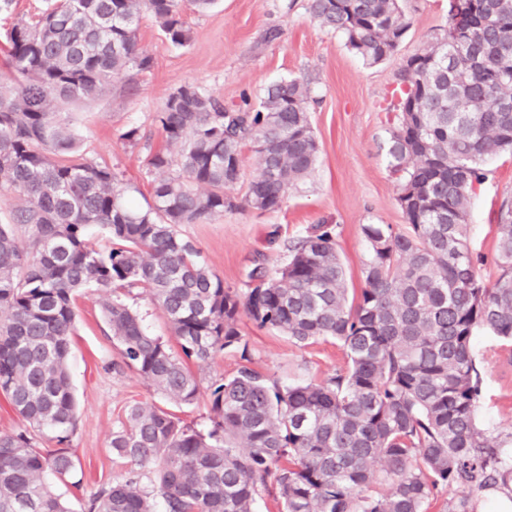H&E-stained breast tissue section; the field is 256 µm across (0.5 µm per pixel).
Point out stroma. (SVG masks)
Returning <instances> with one entry per match:
<instances>
[{"mask_svg":"<svg viewBox=\"0 0 512 512\" xmlns=\"http://www.w3.org/2000/svg\"><path fill=\"white\" fill-rule=\"evenodd\" d=\"M307 4L218 0L209 11L187 13L191 42L182 48L165 39L152 16L143 15L137 42L151 57V68L120 75L96 100L65 108L88 159L111 166L132 202L142 207L152 199L156 178L147 165L148 150L166 145L157 115L180 86L195 84L231 107L239 104L241 93L259 95L283 78L295 77L308 85L318 159L311 174L289 190L281 209L261 213L246 207L208 224L179 227L184 237L197 243L225 286L241 292L254 266L273 270L284 265L290 242L318 224L334 226L348 285L361 288L368 257L362 225H405L388 154V129L397 114L391 91L403 61L445 25L448 0H402L409 28L396 53L374 66L352 52L341 34L314 22ZM273 28L279 36L271 41L267 33ZM131 126L139 128L142 143L123 139ZM510 200L512 155L505 153L486 162L485 178L471 198L469 244L486 280L497 274V212ZM105 296L103 289L89 288L74 303L76 331L69 364L78 414L69 446L79 459L81 484L61 489L70 512H84L102 485L123 478L127 466L113 455L111 440L125 406L164 402L137 373L113 368L118 354L102 318ZM240 331L253 368L282 382L320 381L345 365L342 350L331 340L301 347L245 318ZM496 346L494 337L479 334L476 353L486 384L478 425L488 436L502 438L512 433V363L497 354ZM238 363L237 353L227 350L208 364L194 366L203 394L181 411L185 423L209 424L206 392L213 382L233 375Z\"/></svg>","mask_w":512,"mask_h":512,"instance_id":"1","label":"stroma"}]
</instances>
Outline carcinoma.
I'll use <instances>...</instances> for the list:
<instances>
[{
    "instance_id": "cac0c4a2",
    "label": "carcinoma",
    "mask_w": 512,
    "mask_h": 512,
    "mask_svg": "<svg viewBox=\"0 0 512 512\" xmlns=\"http://www.w3.org/2000/svg\"><path fill=\"white\" fill-rule=\"evenodd\" d=\"M216 0H47L6 35L0 64V395L29 426L0 434V512H69L48 478L65 482L78 459L62 444L76 427L67 370L72 299L95 286H142L169 320L181 354L148 335L119 296L102 304L119 354L168 403L134 402L112 432V452L131 466L88 512H255L264 491L281 512H477L476 497H512V433L492 442L478 427L483 377L475 335L499 341L512 361V205L498 215V277L485 281L468 246L469 204L489 156L512 151V111L485 94L495 80L512 99V0H461L396 78L400 98L389 155L401 174L406 220L363 224L365 287L348 288L335 237L318 225L289 248L274 273L255 267L244 293L224 287L178 231L238 207L232 194L247 147L259 170L243 201L280 209L307 177L319 145L309 87L283 78L236 108L194 84L180 86L157 120L168 149L149 155L159 172L152 203L131 206L112 168L80 152L59 104L97 98L112 78L151 67L136 30L151 14L170 43L191 40L186 13ZM311 18L342 34L367 64L398 49L409 22L400 0H309ZM112 246L93 247L89 230ZM22 229L32 251L16 244ZM300 346L334 340L346 363L319 383L284 384L251 367L241 316ZM233 349L235 374L210 387L206 428L173 408L200 397L189 361ZM60 447L37 448L29 430ZM152 467L157 492L138 487Z\"/></svg>"
}]
</instances>
